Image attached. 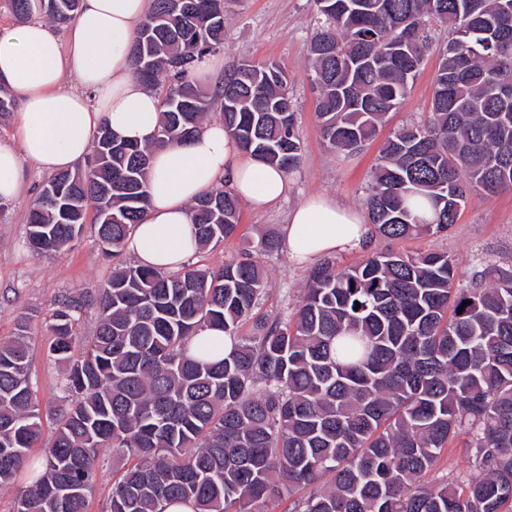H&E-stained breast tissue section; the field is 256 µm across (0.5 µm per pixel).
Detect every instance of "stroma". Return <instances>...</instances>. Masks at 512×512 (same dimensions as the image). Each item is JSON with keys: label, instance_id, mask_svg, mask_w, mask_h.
<instances>
[{"label": "stroma", "instance_id": "35a3bbf8", "mask_svg": "<svg viewBox=\"0 0 512 512\" xmlns=\"http://www.w3.org/2000/svg\"><path fill=\"white\" fill-rule=\"evenodd\" d=\"M224 48L219 53L225 67L244 61H273L287 72L297 106V128L303 147L302 161L290 173L287 199L266 210L242 207L240 235L224 244L196 253L193 263L217 269L225 259L238 254L243 241L258 242L269 233L281 234L289 210L308 196L331 195L347 205L364 210L370 173L384 137L400 126L424 122L430 112L433 78L448 30L431 26L424 61L404 103L389 113L378 138L354 153L332 151L324 141L316 114L317 93L308 79V48L314 28L313 0H224ZM47 173L35 165L24 166V194L0 213V343L17 332L20 317H28L31 382L40 407L61 405L64 392L63 366L48 354L51 335L45 319L59 300L84 290L103 288L116 262L131 263L128 253L119 259L105 257L93 224H85L74 246L63 253L37 258L26 245L28 214ZM393 248L402 252L445 251L452 257L460 285L474 284L485 261L512 270V191L472 196L458 220L447 232L392 242L371 237L366 249L337 253L342 264L351 265L366 253ZM269 291L260 314L275 316L294 306L304 288L309 266L293 263L287 250L259 254ZM124 460L112 450H103L96 462V484L87 512H105L115 474ZM482 473L467 448L457 438L447 448L433 473L436 479L468 481Z\"/></svg>", "mask_w": 512, "mask_h": 512}]
</instances>
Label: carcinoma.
<instances>
[{"mask_svg": "<svg viewBox=\"0 0 512 512\" xmlns=\"http://www.w3.org/2000/svg\"><path fill=\"white\" fill-rule=\"evenodd\" d=\"M314 3L309 79L323 139L338 151L377 135L406 98L428 27L448 28L427 121L393 132L373 170L366 206L378 236L444 233L469 196L512 190V0ZM2 9L63 26L80 0H0ZM407 18L415 39L396 55ZM223 49L224 0H152L131 61L162 88L158 143L191 138L217 110L244 151L292 172L302 145L288 75L240 63L209 93L190 73ZM150 164V149L101 128L86 167L42 185L28 216L31 252L65 251L91 211L103 253L118 257L146 208ZM419 198L435 220L412 211ZM189 212L201 249L237 235L240 202L229 190L203 194ZM279 248L264 238L218 270L118 263L100 292L59 301L49 355L67 368L66 403L54 411L43 471L13 512H87L104 448L137 459L106 512H163L167 502L254 512L284 494L294 512H512V270L488 262L486 284L462 288L446 252L327 258L294 313L257 317L268 278L254 254ZM91 306L98 324L81 345L76 326ZM207 326L233 341L219 361L206 342L187 354ZM29 373L21 322L0 343V486L42 440ZM462 434L484 474L464 486L432 481Z\"/></svg>", "mask_w": 512, "mask_h": 512, "instance_id": "obj_1", "label": "carcinoma"}]
</instances>
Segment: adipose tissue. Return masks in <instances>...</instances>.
<instances>
[{
    "label": "adipose tissue",
    "instance_id": "ef3b65f1",
    "mask_svg": "<svg viewBox=\"0 0 512 512\" xmlns=\"http://www.w3.org/2000/svg\"><path fill=\"white\" fill-rule=\"evenodd\" d=\"M151 0H82L68 44L42 20L0 29V87L21 95L17 145L0 142V203L23 190L24 163L67 170L86 159L100 128L152 147L150 201L124 244L137 265L176 271L198 251L188 206L218 179L240 202L264 210L287 198L288 176L246 153L222 121L204 122L183 143L157 146L160 99L136 77L132 41ZM74 77L77 88L65 87ZM372 227L339 199L314 195L289 210L283 238L300 265L365 247Z\"/></svg>",
    "mask_w": 512,
    "mask_h": 512
}]
</instances>
